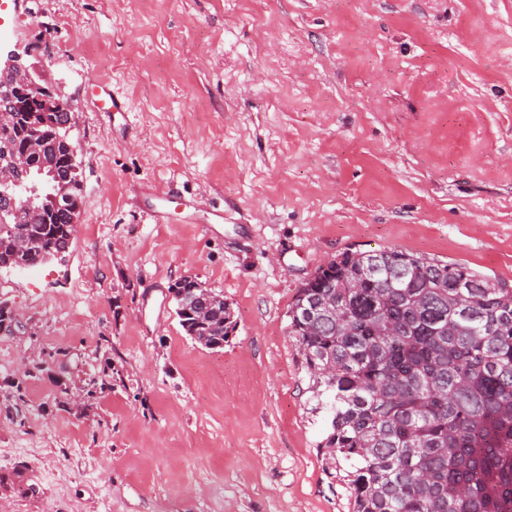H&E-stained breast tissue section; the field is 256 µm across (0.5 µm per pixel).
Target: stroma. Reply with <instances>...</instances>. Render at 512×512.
Here are the masks:
<instances>
[{
	"instance_id": "35a3bbf8",
	"label": "stroma",
	"mask_w": 512,
	"mask_h": 512,
	"mask_svg": "<svg viewBox=\"0 0 512 512\" xmlns=\"http://www.w3.org/2000/svg\"><path fill=\"white\" fill-rule=\"evenodd\" d=\"M0 50L76 99L83 175L64 257L0 269V512H349L288 310L350 250L512 289V0H0ZM184 276L231 305L222 351ZM194 288H205L213 294L212 296L204 292V295L197 299V310L200 313L211 312L216 303L219 311L202 317L191 304L193 294L199 293L193 290ZM169 290L176 304V317L184 333L209 350H222L230 331L233 332L237 326L234 312L226 303L224 304V297L195 278L189 277L176 281ZM217 297H221L222 300Z\"/></svg>"
}]
</instances>
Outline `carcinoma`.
Instances as JSON below:
<instances>
[{"mask_svg":"<svg viewBox=\"0 0 512 512\" xmlns=\"http://www.w3.org/2000/svg\"><path fill=\"white\" fill-rule=\"evenodd\" d=\"M19 102L0 78V109ZM32 109L26 101L0 124V166L27 148ZM43 167L71 169L51 133L18 184L0 188L1 269L44 264L70 233L75 200L57 205L45 190L34 209L20 204ZM20 237L33 252L17 257ZM201 287L189 277L172 285L175 314L187 336L219 351L237 322L222 300L201 316L191 304ZM288 313L331 415L322 455L351 512H512V289L424 256L355 251L319 269Z\"/></svg>","mask_w":512,"mask_h":512,"instance_id":"carcinoma-1","label":"carcinoma"}]
</instances>
